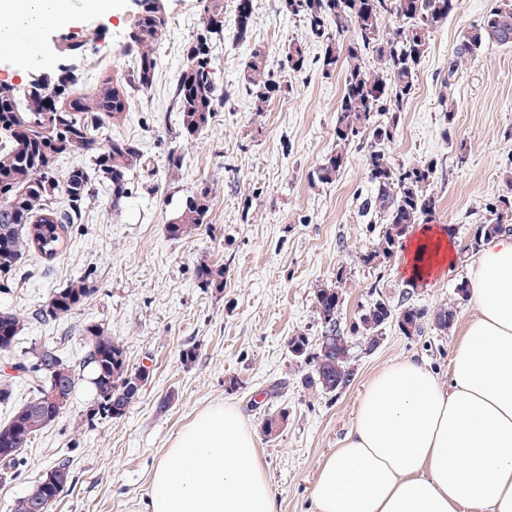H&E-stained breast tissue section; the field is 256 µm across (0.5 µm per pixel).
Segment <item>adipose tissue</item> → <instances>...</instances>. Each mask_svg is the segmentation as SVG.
<instances>
[{"mask_svg":"<svg viewBox=\"0 0 512 512\" xmlns=\"http://www.w3.org/2000/svg\"><path fill=\"white\" fill-rule=\"evenodd\" d=\"M112 14L116 0H0V43L78 8ZM458 250L422 227L404 271L430 279ZM478 313L458 342L449 382L407 359L369 382L339 448L319 466L313 512H512V233L472 261ZM148 512H278L250 426L231 406L200 414L173 440L151 479Z\"/></svg>","mask_w":512,"mask_h":512,"instance_id":"ef3b65f1","label":"adipose tissue"}]
</instances>
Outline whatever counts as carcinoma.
Instances as JSON below:
<instances>
[{"label": "carcinoma", "mask_w": 512, "mask_h": 512, "mask_svg": "<svg viewBox=\"0 0 512 512\" xmlns=\"http://www.w3.org/2000/svg\"><path fill=\"white\" fill-rule=\"evenodd\" d=\"M139 12L127 31L125 51L135 66L128 73L107 75L91 95H77L78 77L69 68L40 73L20 85L0 83V274L15 269L26 254L51 262L67 244V225L81 216L86 199L97 183L112 191L113 206L131 194L130 175L143 168L139 147L109 134L112 121L131 109L132 91L152 87L158 74L156 48L166 38L169 20L158 0H139ZM203 13L199 32L186 48V63L173 88V109L186 139L205 133L225 92L213 68V39L224 35V0H201ZM457 0H281V10L299 18L306 31L325 41L321 71L330 77L343 67L342 95L336 106L334 147L313 174L320 183L334 181L344 169L353 145H367L366 170L370 191L361 206V216L374 217L384 225L370 251L360 260L367 266L390 262L418 224L435 221L437 199L432 193L438 162L428 159L414 164L398 163L385 151L394 140L402 113L415 90L422 58L435 31L448 21ZM236 40L249 39L253 23V0H235ZM385 13L398 19L392 29L382 26ZM99 32L86 38L67 39L61 53L78 58L86 54ZM512 46V0L498 3L476 24L467 28L448 61L439 106L448 122L455 109L448 103L459 67L486 46ZM272 51L264 45L249 50L240 82L263 112L285 90L283 80L270 67ZM280 73L301 71L307 62L305 40L293 38L279 48ZM78 153L88 159L64 173L57 170L60 155ZM213 188L198 184L164 225L171 240L189 238L206 223ZM65 206H58L59 199ZM486 215L472 230L468 248L478 251L496 235L512 229V196L499 195L487 201ZM198 285L221 291L224 266L206 260L195 267ZM347 271L336 270L335 281L315 291V313L322 334L317 347L301 333L288 339L291 355L302 364L303 385L325 395L336 394L354 377L351 344L341 346L338 336H357L371 351L378 347L385 330L394 324L406 336L420 335L425 320L433 330L448 332L456 303L432 311L412 305L396 306L376 295L349 329L339 322ZM94 292L88 278L70 281L50 293L38 309L44 321L56 320L79 309ZM25 326L21 315L0 312V353L7 358ZM92 358L97 412L120 418L136 402L143 388L140 370L129 368L120 342L98 324L84 329ZM24 372L31 397L0 424V448L13 449L7 467L15 465L23 448L58 417L57 406L43 398L42 382L53 380L60 398L70 401L77 382L69 363L47 344L33 346L26 359L15 363ZM57 495L48 473H43L27 494L17 501L15 512H43Z\"/></svg>", "instance_id": "carcinoma-1"}]
</instances>
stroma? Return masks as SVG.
<instances>
[{"mask_svg": "<svg viewBox=\"0 0 512 512\" xmlns=\"http://www.w3.org/2000/svg\"><path fill=\"white\" fill-rule=\"evenodd\" d=\"M495 2L458 0L431 40L399 132L387 146L399 162L438 161L435 223L448 228L459 248L453 267L414 288L409 299L418 308L457 300L456 288L466 282L474 257L467 248L472 223L489 198L512 195V46H489L463 63V77L452 90L453 121L438 105L454 47ZM161 4L170 29L158 48L157 80L134 91L126 119L112 127L113 136L138 144L149 169L135 172L131 195L120 207H113L106 188L96 190L82 219L69 228L66 251L50 264L27 257L9 274L7 287H0V310L26 321L21 347H56L78 378L68 410L24 448L17 474L0 482V512H12L32 482L63 460L72 483L51 512H146L155 463L178 432L218 404L236 408L251 427L279 512H312L319 466L350 430L370 379L388 364L411 358L449 381L454 347L476 314L470 300H457L448 333L428 327L406 336L391 327L370 352L352 341L355 376L347 388L332 396L302 387L288 339L299 332L313 340L320 336L317 286L333 282L338 268L347 270L339 316L346 326L374 292L399 303L406 280L400 258L373 267L360 260L376 239L358 214L368 189L366 148L350 149L333 182L312 179L333 148L343 75L323 77V45L308 39L306 68L289 74L287 90L256 113L238 82L249 44L236 41L235 0H224V38L213 54L226 96L211 128L184 141L171 110L172 88L198 30L199 3ZM137 12L136 0H117L112 15L82 10L67 25L20 33L31 50L23 57L0 55V81L18 84L30 74L69 65L78 76L76 93H91L103 75L131 70L125 35ZM93 29L100 37L83 58L59 52L62 37L79 38ZM305 34L303 22L280 11L278 0H254L250 44L275 48ZM177 146L185 160L171 170L164 160ZM205 180L214 197L206 224L187 240H169L164 224ZM202 260L223 265V291L198 287L194 268ZM79 276L95 288L85 303L65 318L38 319L48 292ZM91 323L122 343L129 368L150 371L138 400L118 419L93 413L84 338ZM188 348L196 352L189 364L181 359ZM282 413L287 420L280 431L264 436L262 419Z\"/></svg>", "mask_w": 512, "mask_h": 512, "instance_id": "35a3bbf8", "label": "stroma"}]
</instances>
